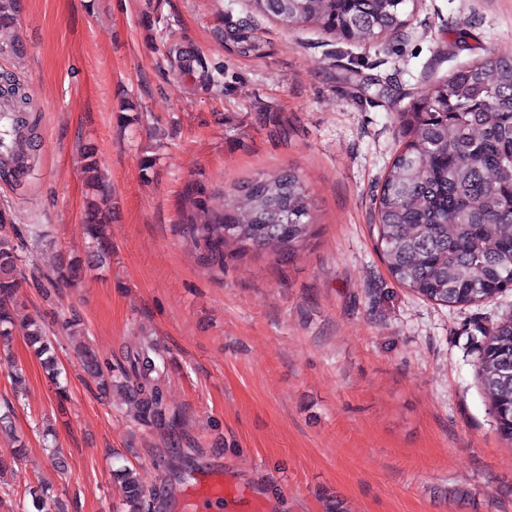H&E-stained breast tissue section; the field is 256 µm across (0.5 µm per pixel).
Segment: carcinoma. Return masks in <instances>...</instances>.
<instances>
[{"label": "carcinoma", "mask_w": 512, "mask_h": 512, "mask_svg": "<svg viewBox=\"0 0 512 512\" xmlns=\"http://www.w3.org/2000/svg\"><path fill=\"white\" fill-rule=\"evenodd\" d=\"M414 0H250L251 12L282 27L311 26L347 42L366 43L400 34L405 7ZM16 24L14 0H0V33ZM181 71L213 76L205 59L173 49ZM15 117L13 130L32 146L36 118L20 83L0 92ZM404 147L373 196L377 240L389 274L414 293L440 304L469 306L512 288V59L487 58L463 67L413 99L398 114ZM87 201L84 257L55 270L64 282L112 261L106 216L107 176L98 150L81 148ZM243 206L212 210L207 190L188 185L180 233L206 267L224 272V257L252 251L292 255L313 237L316 218L309 190L292 169L261 174L240 187ZM26 242L0 211V337L12 334L19 307ZM34 355L58 377L57 344L42 322L25 324ZM84 374L104 395L118 393L137 407L135 421L154 427L166 420L161 370L152 343L127 351L112 368L93 349L80 350ZM479 371L500 438L512 444V313L484 333ZM121 512H149L150 492L134 469L117 470Z\"/></svg>", "instance_id": "obj_1"}]
</instances>
